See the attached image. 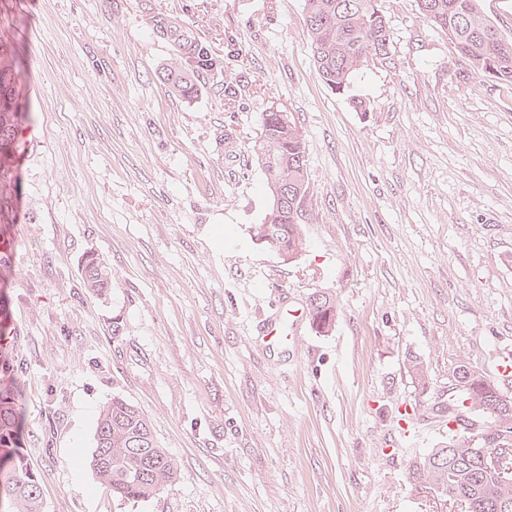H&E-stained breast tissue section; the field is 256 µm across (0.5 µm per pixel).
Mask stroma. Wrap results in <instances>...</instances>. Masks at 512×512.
<instances>
[{
  "label": "stroma",
  "instance_id": "1",
  "mask_svg": "<svg viewBox=\"0 0 512 512\" xmlns=\"http://www.w3.org/2000/svg\"><path fill=\"white\" fill-rule=\"evenodd\" d=\"M381 6L391 60L339 95L304 0H0L31 113L0 223V357L44 512H451L408 468L448 437L426 416L454 367L512 361V85L475 75L416 0ZM166 18L216 63L189 100L161 79L197 69L157 37ZM272 104L305 142L292 262L250 234L272 205L252 153ZM90 254L105 294L83 285ZM317 291L331 332L264 343L280 296ZM115 395L178 465L147 500L90 467ZM84 287L92 294H101L112 286V271L97 257L89 255L83 267Z\"/></svg>",
  "mask_w": 512,
  "mask_h": 512
}]
</instances>
